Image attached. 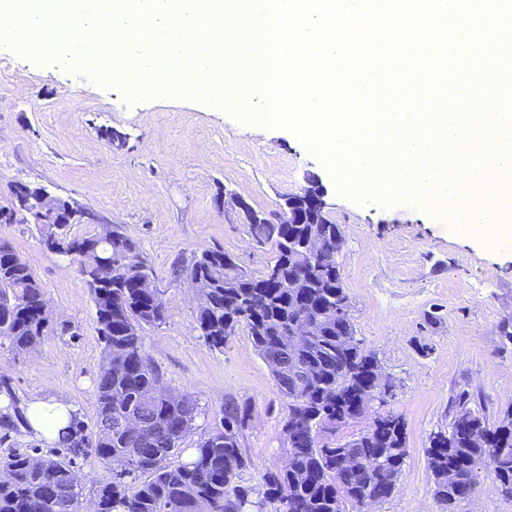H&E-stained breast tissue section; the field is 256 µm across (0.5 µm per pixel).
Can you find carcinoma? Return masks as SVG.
Masks as SVG:
<instances>
[{"label": "carcinoma", "mask_w": 512, "mask_h": 512, "mask_svg": "<svg viewBox=\"0 0 512 512\" xmlns=\"http://www.w3.org/2000/svg\"><path fill=\"white\" fill-rule=\"evenodd\" d=\"M76 222L60 223L52 210L34 225L43 248L79 263L93 303L103 362L93 379L95 416L77 412L53 441L52 457L38 448L27 404L10 378L0 376V447L14 452L0 462V512H82L79 486L71 484L76 461L88 456L112 472L100 486L97 512H359L367 498H389L397 487L407 452L404 427L388 412L367 429L333 448L314 442L325 423L358 418L357 402L374 387L375 356L366 352L351 317L336 244L337 224L248 225L252 240L268 246L272 258L260 275L247 272L221 249H204L174 267L173 277L195 286L200 304L196 323L215 349L243 328L288 400L283 425L288 445L277 470L263 476V489L245 478L250 468L241 449L248 422L245 408L225 404L219 426L196 445L194 456L173 462L198 418L197 398L163 385L147 358L143 330L167 322L164 292L140 245L110 224L87 236L72 233ZM326 236V253L302 256L313 229ZM300 319L318 332L300 347L283 335ZM57 327L44 288L14 246L0 238V346L28 352ZM442 512L472 496L483 468L497 483L512 487V409L489 425L463 408L448 427L430 438L426 450ZM457 481L448 484V472Z\"/></svg>", "instance_id": "cac0c4a2"}]
</instances>
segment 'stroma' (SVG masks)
<instances>
[{
	"mask_svg": "<svg viewBox=\"0 0 512 512\" xmlns=\"http://www.w3.org/2000/svg\"><path fill=\"white\" fill-rule=\"evenodd\" d=\"M15 73L0 77V205L14 183L46 188L97 213L136 239L169 308L166 324L143 333L145 351L165 385L196 396L208 414L182 445L188 458L221 418L225 401L250 410L241 440L252 484L282 461L286 400L245 330L223 348L209 345L195 321V288L173 266L205 248L235 255L260 273L271 250L256 245L233 204L265 214L316 180L344 243L337 254L357 335L396 386L390 410L404 424L407 458L379 512H439L425 450L446 429L459 402L488 422L512 408V250L491 249L454 231L425 209L357 202L286 128L250 126L236 106L182 92L126 96L98 71L57 67L0 46ZM118 133V140L107 137ZM33 268L55 319L71 331L17 354L0 347V375L25 398L70 401L92 419V380L102 361L95 311L77 263L48 253L29 224H0ZM491 469L455 512H512Z\"/></svg>",
	"mask_w": 512,
	"mask_h": 512,
	"instance_id": "stroma-1",
	"label": "stroma"
}]
</instances>
